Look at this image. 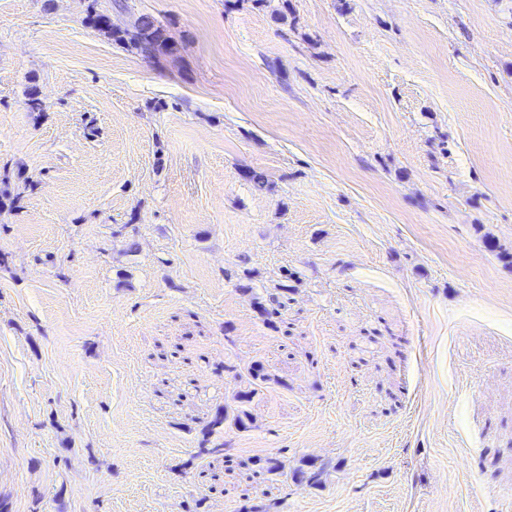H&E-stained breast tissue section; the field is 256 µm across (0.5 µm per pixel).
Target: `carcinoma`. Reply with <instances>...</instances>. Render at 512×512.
<instances>
[{"instance_id":"cac0c4a2","label":"carcinoma","mask_w":512,"mask_h":512,"mask_svg":"<svg viewBox=\"0 0 512 512\" xmlns=\"http://www.w3.org/2000/svg\"><path fill=\"white\" fill-rule=\"evenodd\" d=\"M86 23L112 38L116 44L159 64L175 51V46L162 25L152 17L141 14L124 26L112 23V11L102 9L98 0H89L86 8Z\"/></svg>"}]
</instances>
